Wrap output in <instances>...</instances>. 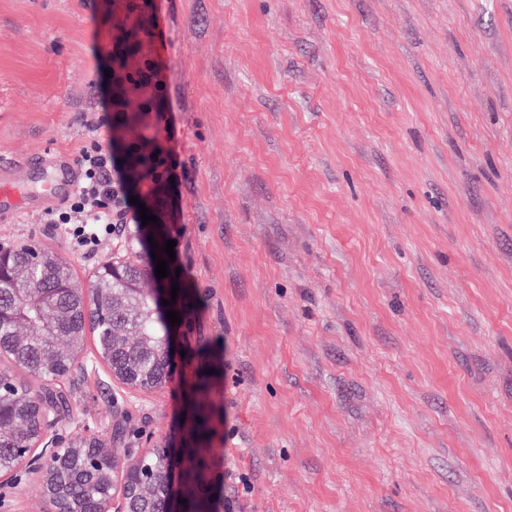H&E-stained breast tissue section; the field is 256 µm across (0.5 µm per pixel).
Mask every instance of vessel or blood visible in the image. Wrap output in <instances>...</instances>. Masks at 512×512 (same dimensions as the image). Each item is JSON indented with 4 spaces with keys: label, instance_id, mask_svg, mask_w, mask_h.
<instances>
[{
    "label": "vessel or blood",
    "instance_id": "obj_1",
    "mask_svg": "<svg viewBox=\"0 0 512 512\" xmlns=\"http://www.w3.org/2000/svg\"><path fill=\"white\" fill-rule=\"evenodd\" d=\"M39 186H32L29 167H0V222L43 208L71 195L77 187L76 171L59 162L42 168Z\"/></svg>",
    "mask_w": 512,
    "mask_h": 512
}]
</instances>
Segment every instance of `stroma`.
<instances>
[{
  "label": "stroma",
  "mask_w": 512,
  "mask_h": 512,
  "mask_svg": "<svg viewBox=\"0 0 512 512\" xmlns=\"http://www.w3.org/2000/svg\"><path fill=\"white\" fill-rule=\"evenodd\" d=\"M149 61L164 86L129 83ZM94 133L128 194L180 209L193 312L165 386L56 381L59 433L191 447L219 356L209 485L247 476L239 512H512V0H0V162ZM133 142L176 151V190L130 181ZM147 236L85 257L41 212L0 223L83 288ZM0 512H47L34 474ZM209 375L199 376L192 388L191 431L195 438L206 439L213 431L211 418L202 412L209 397Z\"/></svg>",
  "instance_id": "1"
}]
</instances>
